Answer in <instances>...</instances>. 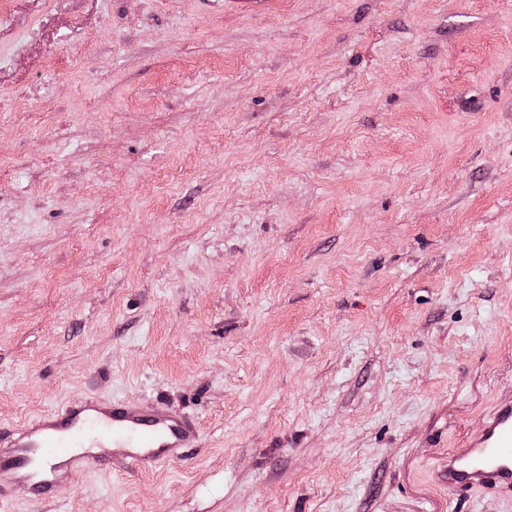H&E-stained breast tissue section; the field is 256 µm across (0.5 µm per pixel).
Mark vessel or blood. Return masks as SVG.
<instances>
[{
	"mask_svg": "<svg viewBox=\"0 0 512 512\" xmlns=\"http://www.w3.org/2000/svg\"><path fill=\"white\" fill-rule=\"evenodd\" d=\"M199 440L196 422L163 404L75 398L0 432V500L13 487L40 497L112 464L153 467ZM437 479L451 490L512 494V401L495 405L481 431L449 451Z\"/></svg>",
	"mask_w": 512,
	"mask_h": 512,
	"instance_id": "vessel-or-blood-1",
	"label": "vessel or blood"
}]
</instances>
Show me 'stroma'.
Masks as SVG:
<instances>
[{"label": "stroma", "mask_w": 512, "mask_h": 512, "mask_svg": "<svg viewBox=\"0 0 512 512\" xmlns=\"http://www.w3.org/2000/svg\"><path fill=\"white\" fill-rule=\"evenodd\" d=\"M201 440L0 512H512V0H0V427ZM448 451L437 479L448 490L483 488L512 494V401L495 405L481 431Z\"/></svg>", "instance_id": "1"}]
</instances>
